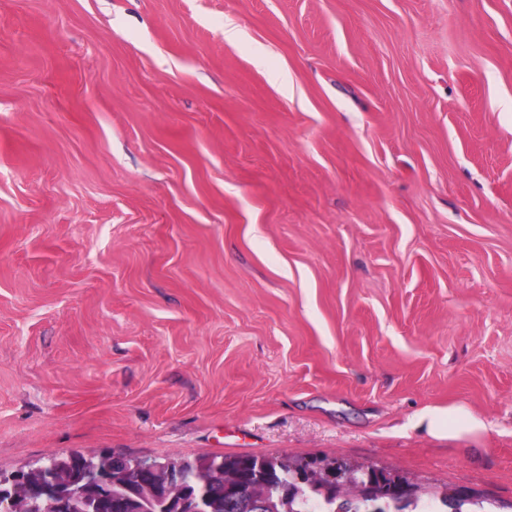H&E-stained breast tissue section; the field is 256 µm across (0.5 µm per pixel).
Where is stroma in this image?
I'll return each mask as SVG.
<instances>
[{"label": "stroma", "mask_w": 512, "mask_h": 512, "mask_svg": "<svg viewBox=\"0 0 512 512\" xmlns=\"http://www.w3.org/2000/svg\"><path fill=\"white\" fill-rule=\"evenodd\" d=\"M72 450L512 512V0H0V472ZM418 423H425L428 432L434 437L448 439L466 434L476 435L486 429L481 420L461 406L427 409L419 416ZM441 502L444 506L450 508V511L446 510L444 512H489L482 510V502L480 503L477 499L469 497L460 489L444 493L441 497ZM473 507H477L480 510H474Z\"/></svg>", "instance_id": "obj_1"}]
</instances>
